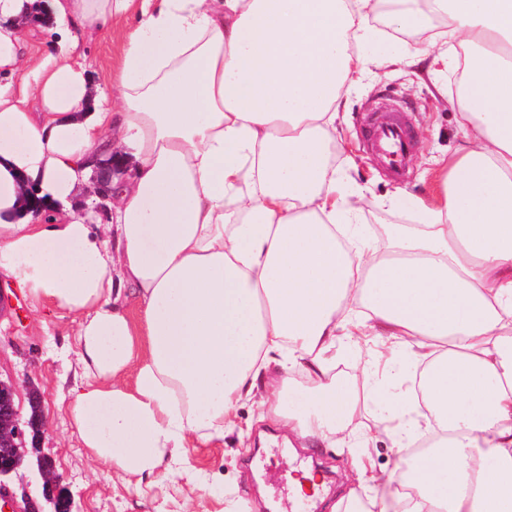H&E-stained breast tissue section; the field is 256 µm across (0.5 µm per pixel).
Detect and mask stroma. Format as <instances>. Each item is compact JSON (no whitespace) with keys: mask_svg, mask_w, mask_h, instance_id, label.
Returning a JSON list of instances; mask_svg holds the SVG:
<instances>
[{"mask_svg":"<svg viewBox=\"0 0 512 512\" xmlns=\"http://www.w3.org/2000/svg\"><path fill=\"white\" fill-rule=\"evenodd\" d=\"M134 16L113 18L106 27L78 34L73 62L86 69L95 94L112 96V72L118 48L134 24ZM405 41L390 31L368 46L367 73L342 89L343 105L336 119V175L346 188L362 187L368 205L358 227L382 239L389 224H414V213L383 206L394 188L430 192L429 173L449 157L460 142L457 114L449 105L460 80L456 71L427 73L407 63ZM397 107L407 113L414 132L408 175L397 181L386 175L377 155L367 146L369 123ZM77 322L63 312L33 310L22 290L0 281V378L16 382V404L29 413L28 392L37 389L47 425L43 452L52 461L61 485L73 498L74 512H330L346 491L352 459H360L367 473L389 471L401 449L380 438L375 447L358 456L314 448L288 455L282 445L260 449L258 427L253 424L255 399H242L235 407V428L212 448L187 446L169 467L152 474L117 479L106 472L83 447L71 406V391L80 382L74 333ZM339 379L357 396L359 421L375 426L380 410L372 400L379 385L404 391L418 369L402 361L400 353L383 352L378 337H360L358 345L337 344L331 352ZM311 460L317 481L329 491L318 507H310L296 491L303 474L299 464Z\"/></svg>","mask_w":512,"mask_h":512,"instance_id":"stroma-1","label":"stroma"}]
</instances>
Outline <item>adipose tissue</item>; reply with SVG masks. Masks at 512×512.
I'll list each match as a JSON object with an SVG mask.
<instances>
[{"label": "adipose tissue", "mask_w": 512, "mask_h": 512, "mask_svg": "<svg viewBox=\"0 0 512 512\" xmlns=\"http://www.w3.org/2000/svg\"><path fill=\"white\" fill-rule=\"evenodd\" d=\"M380 2L0 0V71L21 82L0 90V276L78 317L95 381L74 418L117 477L223 440L263 380L260 421L335 448L356 411L329 354L372 333L423 372L417 391L380 396L350 447L434 440L397 460L378 512H512V0H396L392 24L432 32L414 62L464 67L461 142L435 196L392 192L420 221L390 225L382 247L341 239L361 202L327 155ZM34 12L58 55H23ZM130 13L109 106L68 52L74 32ZM112 154L137 174L93 219L75 196Z\"/></svg>", "instance_id": "ef3b65f1"}]
</instances>
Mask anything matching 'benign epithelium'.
<instances>
[{
  "label": "benign epithelium",
  "mask_w": 512,
  "mask_h": 512,
  "mask_svg": "<svg viewBox=\"0 0 512 512\" xmlns=\"http://www.w3.org/2000/svg\"><path fill=\"white\" fill-rule=\"evenodd\" d=\"M114 163L99 169L94 177L93 194L99 198L93 210L101 213L105 210L109 184L112 180ZM17 387L12 382L0 380V489L8 491L9 479L23 466L29 450L39 448V442L45 426V417L38 394H30V402L35 411L28 419L20 417L16 406ZM37 467L43 479L45 499L53 504V512H71L70 497L59 487L51 464L45 458H37Z\"/></svg>",
  "instance_id": "obj_1"
}]
</instances>
